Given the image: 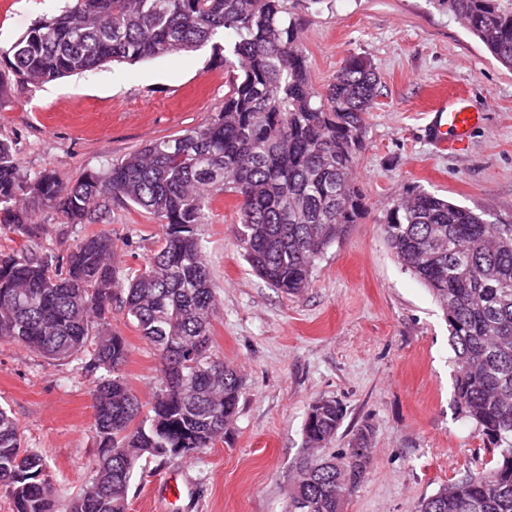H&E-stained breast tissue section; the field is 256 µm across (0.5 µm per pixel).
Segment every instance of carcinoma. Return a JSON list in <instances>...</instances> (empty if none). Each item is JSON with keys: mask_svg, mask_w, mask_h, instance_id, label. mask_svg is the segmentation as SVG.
I'll list each match as a JSON object with an SVG mask.
<instances>
[{"mask_svg": "<svg viewBox=\"0 0 512 512\" xmlns=\"http://www.w3.org/2000/svg\"><path fill=\"white\" fill-rule=\"evenodd\" d=\"M289 0H70L5 53L10 81L38 85L109 63L135 64L211 45L236 68L224 106L207 123L145 144L104 172L66 182L28 173L0 140V232L22 240L0 253V340L46 358L84 357L92 390L98 464L81 493L61 500L43 456L23 447L18 422L0 408V490L13 512H127L132 479L147 458L172 449L192 459L224 437L242 378L211 349L219 313L198 227L212 202H239L234 229L252 270L299 296L315 260L367 212L353 177L373 108L377 75L353 57L321 93L309 81ZM489 54L512 68V0H433ZM153 215L159 249L131 272L115 261L109 234L83 237L65 258L29 243L49 233L39 207L74 226L104 223L112 203ZM384 238L432 293L448 320L455 409L475 425L491 465L451 481L415 512H512V224L414 189L387 212ZM132 323L160 362L148 410L121 368L128 356L112 312ZM343 410L314 404L304 425L310 459L288 512H345L370 464L372 430L335 460L318 453Z\"/></svg>", "mask_w": 512, "mask_h": 512, "instance_id": "obj_1", "label": "carcinoma"}]
</instances>
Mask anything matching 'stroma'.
<instances>
[{
    "label": "stroma",
    "instance_id": "obj_1",
    "mask_svg": "<svg viewBox=\"0 0 512 512\" xmlns=\"http://www.w3.org/2000/svg\"><path fill=\"white\" fill-rule=\"evenodd\" d=\"M67 0H0V49ZM300 22L310 81L321 91L343 63L369 60L379 95L366 116L354 163L367 213L317 260L311 284L290 297L245 261L232 232L234 195L218 196L200 233L221 312L212 349L242 377L238 413L224 438L195 458L142 462L128 512H287L303 427L313 404L337 401L344 419L326 455L353 448L372 430L370 465L346 512H413L448 482L481 468L489 454L453 402L448 323L427 288L401 266L384 238L387 211L422 188L474 211L512 219V69L497 62L463 24L429 0H290ZM232 74L211 47L129 64H108L38 86L0 93V139L21 168L64 181L105 170L146 143L204 124L224 105ZM464 95L484 121L464 149L430 138V109ZM40 244L64 256L94 225L57 223ZM103 229L123 264L156 250L160 224L140 208L113 204ZM128 345L121 373L149 402L160 382L152 347L122 315ZM92 378L77 360L56 361L0 341V406L28 448L43 454L59 498L84 487L97 464ZM187 492L158 493L168 477Z\"/></svg>",
    "mask_w": 512,
    "mask_h": 512
}]
</instances>
